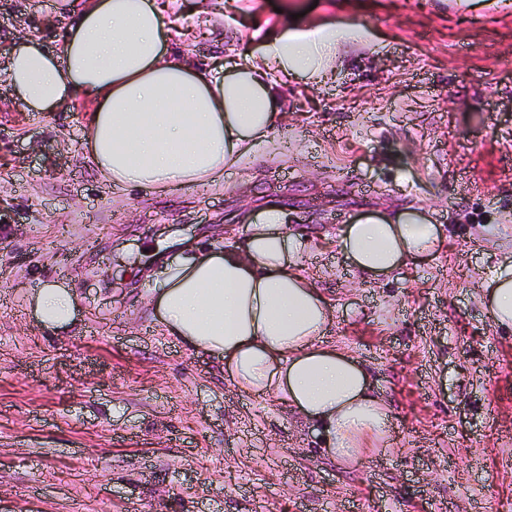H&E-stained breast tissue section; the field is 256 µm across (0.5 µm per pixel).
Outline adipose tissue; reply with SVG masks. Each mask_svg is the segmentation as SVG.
Wrapping results in <instances>:
<instances>
[{
  "label": "adipose tissue",
  "instance_id": "obj_1",
  "mask_svg": "<svg viewBox=\"0 0 512 512\" xmlns=\"http://www.w3.org/2000/svg\"><path fill=\"white\" fill-rule=\"evenodd\" d=\"M178 0H59L62 49L34 37L0 50V80L30 112L90 100L85 153L108 183L169 191L217 179L273 130L282 95L270 71L324 79L339 48L357 45L355 27L313 31L286 24L259 61L218 68L169 46ZM287 213H257L244 245L183 251L150 288L167 334L224 362V375L255 396L282 397L322 430L325 453L350 462L364 435L388 434V407L373 395L362 362L327 346L332 309L294 265L308 243L288 234ZM442 230L408 209L362 216L339 246L369 280L435 255ZM483 305L512 325V266L484 286ZM38 325L67 328L76 299L55 282L30 292Z\"/></svg>",
  "mask_w": 512,
  "mask_h": 512
}]
</instances>
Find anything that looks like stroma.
Wrapping results in <instances>:
<instances>
[{
    "label": "stroma",
    "mask_w": 512,
    "mask_h": 512,
    "mask_svg": "<svg viewBox=\"0 0 512 512\" xmlns=\"http://www.w3.org/2000/svg\"><path fill=\"white\" fill-rule=\"evenodd\" d=\"M56 0H0V49L59 51ZM359 27L321 84L283 80L284 115L221 184L158 193L86 161L93 104L30 112L0 82V512H512V326L481 287L512 265V4L494 0H185L177 48L245 63L282 29ZM310 245L334 345L372 372L393 444L345 465L276 396L169 336L148 287L184 246L242 243L268 205ZM411 208L441 225L431 259L380 282L343 225ZM76 293L41 329L26 296ZM27 304L38 325L45 329H66L75 318V296L55 282L35 288L29 293Z\"/></svg>",
    "instance_id": "35a3bbf8"
}]
</instances>
